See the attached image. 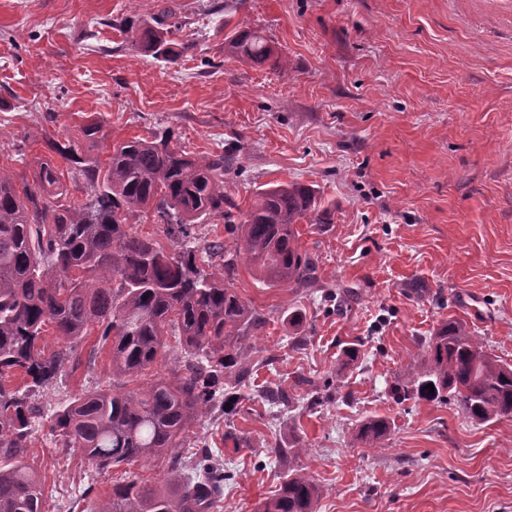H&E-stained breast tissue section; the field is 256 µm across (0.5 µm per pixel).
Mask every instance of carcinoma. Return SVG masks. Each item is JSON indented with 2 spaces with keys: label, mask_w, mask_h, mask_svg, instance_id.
I'll return each instance as SVG.
<instances>
[{
  "label": "carcinoma",
  "mask_w": 512,
  "mask_h": 512,
  "mask_svg": "<svg viewBox=\"0 0 512 512\" xmlns=\"http://www.w3.org/2000/svg\"><path fill=\"white\" fill-rule=\"evenodd\" d=\"M169 15L157 28L135 34L141 50L177 63ZM228 50L251 67L280 57L256 30L225 38ZM170 129L149 138L117 142L101 164L69 140L46 141L81 176L87 197L70 199L56 167L42 162L31 178L0 168V376L21 372L28 384L0 383V512H45L40 476L27 463L35 420L48 424L64 448L78 449L97 471L171 454L190 441V429L218 407L237 399L235 388L250 378L245 352L263 322L233 288L237 262L245 260L267 286L303 287L313 262L300 251L297 225L313 221L314 190L297 183L266 187L246 213L233 212L225 174L232 157L193 155ZM150 211L178 233L180 248L168 252L127 224ZM221 221L232 241L201 245L192 226ZM219 259L207 271L197 256ZM51 326L58 346L45 342ZM98 329L109 345L112 383L86 391L46 416L35 403L81 362L84 341ZM184 364L171 376L148 378L167 338ZM431 364L393 386L399 401L453 397L478 423L512 417V365L499 363L460 322L441 324L429 337ZM141 381L136 388L127 384ZM434 385L429 393L428 384ZM390 430L382 417L365 420L357 437L377 447ZM231 474L207 450L150 488L135 476L112 485L110 498L92 512H211ZM319 487L290 473L258 512H314Z\"/></svg>",
  "instance_id": "1"
}]
</instances>
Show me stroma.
Wrapping results in <instances>:
<instances>
[{"instance_id": "35a3bbf8", "label": "stroma", "mask_w": 512, "mask_h": 512, "mask_svg": "<svg viewBox=\"0 0 512 512\" xmlns=\"http://www.w3.org/2000/svg\"><path fill=\"white\" fill-rule=\"evenodd\" d=\"M163 9L188 47L175 65L126 31ZM229 26L261 31L287 77L232 56ZM90 119L92 156L167 128L194 154L234 153L227 193L243 212L273 184L315 191L320 221L299 226L311 287H269L238 264L234 286L265 325L237 411L190 434L232 475L213 512H256L295 470L320 486L316 512H512V418L479 424L456 402L390 391L427 366L446 320L512 364V0H0V165L27 172ZM111 380L104 350L43 399ZM274 384L287 403L260 400ZM374 416L391 428L370 449L357 433ZM28 460L46 512L170 473L164 456L97 472L43 426Z\"/></svg>"}]
</instances>
